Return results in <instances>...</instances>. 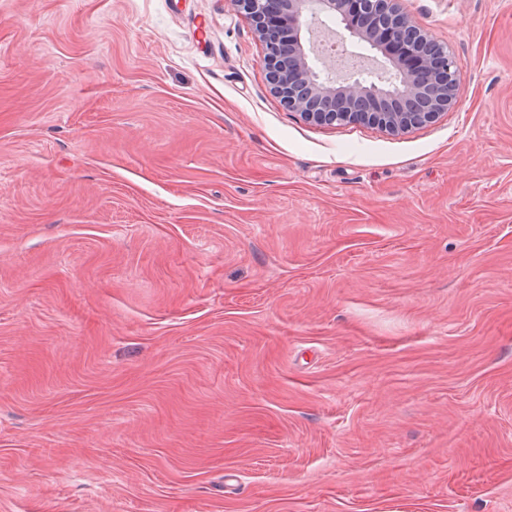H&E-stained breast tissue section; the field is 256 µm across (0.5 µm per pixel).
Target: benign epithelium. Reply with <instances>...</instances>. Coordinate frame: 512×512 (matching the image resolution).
<instances>
[{"label":"benign epithelium","instance_id":"1","mask_svg":"<svg viewBox=\"0 0 512 512\" xmlns=\"http://www.w3.org/2000/svg\"><path fill=\"white\" fill-rule=\"evenodd\" d=\"M252 23L266 48L272 92L289 110L320 125H365L398 134L436 120L456 103L461 64L448 56L437 76L435 42H429L401 13L397 0H230ZM337 15L349 34L374 46L399 83L391 90L366 84L353 72L336 79L335 67L310 64L302 42L304 19Z\"/></svg>","mask_w":512,"mask_h":512}]
</instances>
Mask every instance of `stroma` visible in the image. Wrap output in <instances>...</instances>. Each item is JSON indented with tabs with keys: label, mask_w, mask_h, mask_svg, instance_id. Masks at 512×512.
Returning <instances> with one entry per match:
<instances>
[{
	"label": "stroma",
	"mask_w": 512,
	"mask_h": 512,
	"mask_svg": "<svg viewBox=\"0 0 512 512\" xmlns=\"http://www.w3.org/2000/svg\"><path fill=\"white\" fill-rule=\"evenodd\" d=\"M320 126L230 0H0V512H512V0Z\"/></svg>",
	"instance_id": "35a3bbf8"
}]
</instances>
